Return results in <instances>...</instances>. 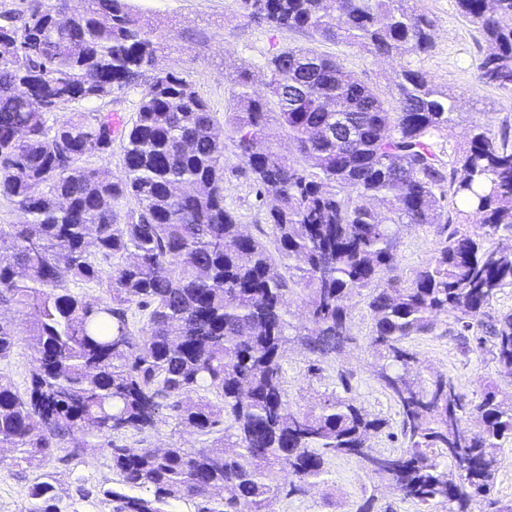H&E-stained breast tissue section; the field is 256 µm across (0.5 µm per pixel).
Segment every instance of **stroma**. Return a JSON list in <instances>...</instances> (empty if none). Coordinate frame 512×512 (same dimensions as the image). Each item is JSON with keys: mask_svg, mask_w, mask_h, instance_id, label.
<instances>
[{"mask_svg": "<svg viewBox=\"0 0 512 512\" xmlns=\"http://www.w3.org/2000/svg\"><path fill=\"white\" fill-rule=\"evenodd\" d=\"M141 20L164 44L154 64L122 89L92 101L69 104L72 112H118L133 119L142 92L153 78L173 71L184 76L208 102L216 114H224L238 72L250 73L256 90H263L262 67L268 57L286 47H313L336 56L342 65L376 91L395 93V60L375 58L347 45L324 41L298 30H276L244 17L239 0H131ZM419 11L435 22V47L426 56L414 59V67L426 72L433 83L456 100L454 121L440 138L446 150L463 147L474 122L500 127L512 125V96L479 82L474 68L485 44L475 27L457 11L454 0H416ZM224 198L246 233L267 239L269 228L256 199V190L234 146H226ZM439 241L434 228L403 229L398 243L400 278H411L425 266ZM353 343L336 357L327 359L319 373L309 369L312 357L297 346L290 347L283 364L285 387L292 408L307 410L319 395L341 392L338 376L347 374L350 397L370 413L388 419L387 432L378 434L373 445L383 451H396L402 445L398 435L399 416L388 393L374 375L375 364L369 348L372 321L363 297L349 301ZM409 346L418 355L419 368L427 374L442 373L467 398H477L485 383L495 381L503 393L512 394V378L500 374L492 355L483 349L460 350L450 336H415ZM118 444L130 448H164L171 444L194 450L209 444V437L186 432L173 422L159 424L149 435H127ZM10 449L0 450V512H27L28 491L38 473L50 475L55 492L69 512H111L106 492L118 485L112 472L111 449L96 438H76L55 449L44 471L15 467ZM375 494L380 505L393 512H416L411 501L395 491L374 487L371 479L351 459L332 458L319 484L301 494L286 497L277 512H350L361 493Z\"/></svg>", "mask_w": 512, "mask_h": 512, "instance_id": "35a3bbf8", "label": "stroma"}]
</instances>
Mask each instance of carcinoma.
I'll return each mask as SVG.
<instances>
[{
    "label": "carcinoma",
    "instance_id": "cac0c4a2",
    "mask_svg": "<svg viewBox=\"0 0 512 512\" xmlns=\"http://www.w3.org/2000/svg\"><path fill=\"white\" fill-rule=\"evenodd\" d=\"M0 14V196L22 220L0 224V362L20 337L32 350L20 394L0 375V448L41 467L76 435L146 434L159 423L213 436L188 450L112 445L119 483L112 512H276L315 484L327 460L349 458L379 485L432 512H469L495 484L512 437V396L485 384L468 400L447 376H423L412 336H454L489 348L512 376V313L486 308L512 288V131L472 126L448 154L437 138L452 97L402 64L389 99L311 47L268 58L265 94L234 77L224 125L263 196L275 252L247 234L224 203V139L207 101L184 77L157 75L135 118L72 112L135 81L163 50L130 0H24ZM271 27L305 30L374 57L407 61L434 48V21L415 0H240ZM486 43L478 79L512 96V0H455ZM123 138L122 175L83 160ZM287 137L288 151L280 139ZM135 207L120 213L118 206ZM460 203L454 211L450 203ZM403 226L444 234L430 261L403 281ZM95 282L91 299L70 285ZM302 294L292 321L288 295ZM364 296L376 376L398 408L403 447L371 439L386 419L335 392L291 408L288 345L310 370L353 340L348 300ZM452 322H447V319ZM28 512H61L55 488H29ZM351 512L377 510L362 494Z\"/></svg>",
    "mask_w": 512,
    "mask_h": 512
}]
</instances>
